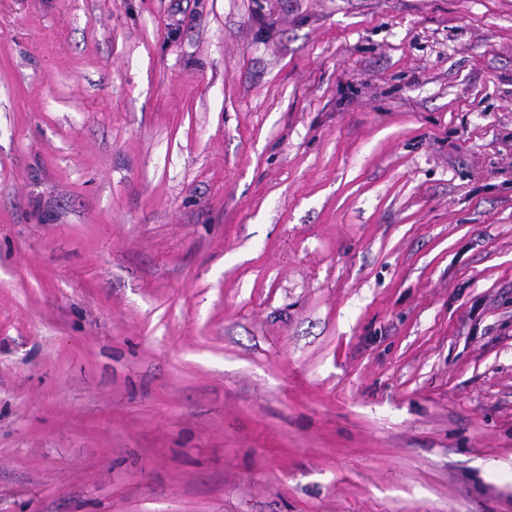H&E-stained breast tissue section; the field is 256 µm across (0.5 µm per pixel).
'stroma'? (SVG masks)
Masks as SVG:
<instances>
[{"instance_id": "stroma-1", "label": "stroma", "mask_w": 512, "mask_h": 512, "mask_svg": "<svg viewBox=\"0 0 512 512\" xmlns=\"http://www.w3.org/2000/svg\"><path fill=\"white\" fill-rule=\"evenodd\" d=\"M0 512H512V0H0Z\"/></svg>"}]
</instances>
